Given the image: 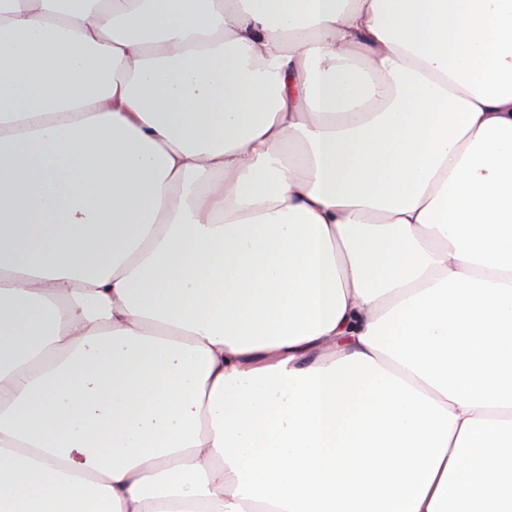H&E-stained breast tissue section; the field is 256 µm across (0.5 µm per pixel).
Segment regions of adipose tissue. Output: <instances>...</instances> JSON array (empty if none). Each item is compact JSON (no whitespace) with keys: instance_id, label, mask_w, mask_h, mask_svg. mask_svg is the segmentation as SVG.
Listing matches in <instances>:
<instances>
[{"instance_id":"adipose-tissue-1","label":"adipose tissue","mask_w":512,"mask_h":512,"mask_svg":"<svg viewBox=\"0 0 512 512\" xmlns=\"http://www.w3.org/2000/svg\"><path fill=\"white\" fill-rule=\"evenodd\" d=\"M0 142V512H512V0H0Z\"/></svg>"}]
</instances>
